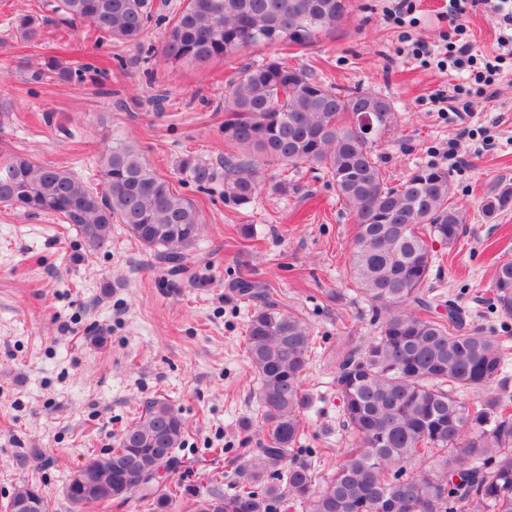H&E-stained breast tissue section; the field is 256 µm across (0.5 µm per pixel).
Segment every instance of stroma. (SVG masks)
I'll list each match as a JSON object with an SVG mask.
<instances>
[{
  "label": "stroma",
  "mask_w": 512,
  "mask_h": 512,
  "mask_svg": "<svg viewBox=\"0 0 512 512\" xmlns=\"http://www.w3.org/2000/svg\"><path fill=\"white\" fill-rule=\"evenodd\" d=\"M386 4L351 0L336 32L308 48L252 47L238 61L200 68L164 56V26L151 25L138 47L115 40L97 48L85 25L57 19L56 0H0V105L9 112L0 150L73 171L94 188L98 157L116 143L134 145L196 205L204 226L189 276H173L121 224L112 226L110 251L92 253L58 217L0 205V508L32 484L51 512H76L64 494L71 473L115 448L156 397L189 427L180 466L167 477L183 495L166 512H188V494L232 488L240 454L255 452L263 435L245 334L253 305L233 286L243 272L314 338L302 447L323 475L333 463L321 449L345 447L336 368L379 328L350 278L352 211L324 172L305 166H266L259 194L243 206L225 200L223 178L202 191L181 166L189 156L223 163L224 87L240 61L282 55L320 81L390 99L395 117L373 145L386 180L426 164L447 168L449 196L467 214L455 246H434L436 301H456L470 324L512 349V318L493 306L490 287L496 263L512 260V209L489 217L479 206L512 183V63L491 92L467 74L448 75L408 52L417 39L444 50L452 33L445 0H417L415 23L403 26ZM28 13L47 19L33 41L6 25ZM50 55L91 58L100 74L25 82L22 66ZM457 84L466 88V113L440 111L437 97ZM452 149L466 164H450ZM283 178L294 186L284 195L272 189Z\"/></svg>",
  "instance_id": "35a3bbf8"
}]
</instances>
